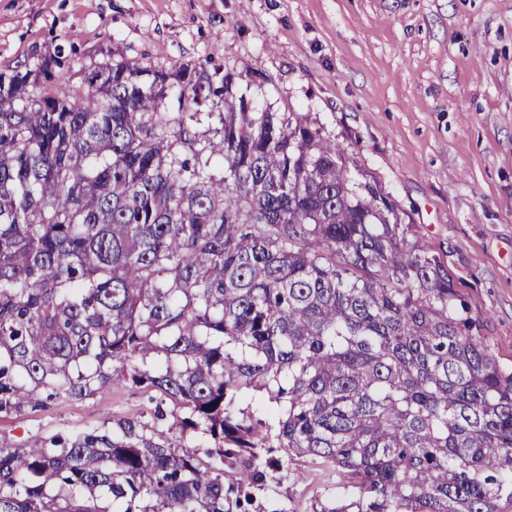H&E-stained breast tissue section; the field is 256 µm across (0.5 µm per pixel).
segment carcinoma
I'll return each instance as SVG.
<instances>
[{"label":"carcinoma","instance_id":"cac0c4a2","mask_svg":"<svg viewBox=\"0 0 512 512\" xmlns=\"http://www.w3.org/2000/svg\"><path fill=\"white\" fill-rule=\"evenodd\" d=\"M63 50L0 70V415L184 410L0 442V512H512V369L375 177L234 74ZM263 393V412L241 407ZM155 405L148 395L127 388L109 390L83 401L53 400L41 410L0 416V436L22 445L32 436L112 427V422L120 419L137 418L151 423ZM310 482V481H309ZM293 483L291 480H283L281 484H270L267 490L257 496L256 505L270 507L272 501L284 505L288 512H309L310 500L313 490L324 492L322 484Z\"/></svg>","mask_w":512,"mask_h":512}]
</instances>
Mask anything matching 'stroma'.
<instances>
[{"label":"stroma","mask_w":512,"mask_h":512,"mask_svg":"<svg viewBox=\"0 0 512 512\" xmlns=\"http://www.w3.org/2000/svg\"><path fill=\"white\" fill-rule=\"evenodd\" d=\"M124 58L218 65L260 109L309 114L370 172L439 257L468 316L512 365V0H0V70ZM132 389L0 416V436L150 421ZM311 485L257 496L309 512Z\"/></svg>","instance_id":"stroma-1"}]
</instances>
